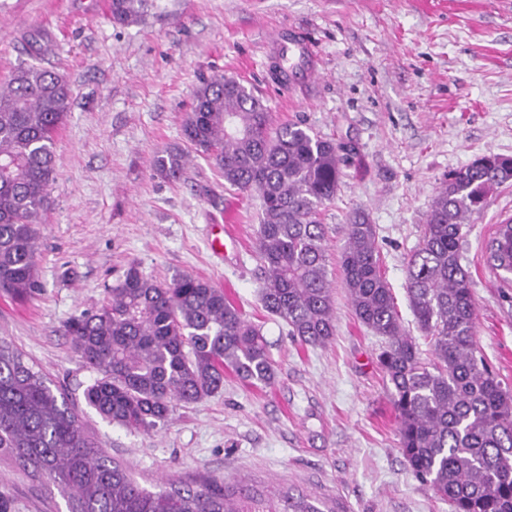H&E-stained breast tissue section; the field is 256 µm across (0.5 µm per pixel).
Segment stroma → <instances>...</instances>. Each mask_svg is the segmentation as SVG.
I'll use <instances>...</instances> for the list:
<instances>
[{
  "label": "stroma",
  "instance_id": "stroma-1",
  "mask_svg": "<svg viewBox=\"0 0 512 512\" xmlns=\"http://www.w3.org/2000/svg\"><path fill=\"white\" fill-rule=\"evenodd\" d=\"M107 4L0 0V81L31 63L27 38L38 32L50 45L42 66L65 73L73 91L40 226V289L24 301L0 296V338L68 395L84 429L146 488L216 478L303 492L336 512H453L399 450L383 340L356 319L338 257L365 212L402 325L430 358L405 292L407 264L449 176L484 155L512 156V0H147L127 26L112 24ZM288 29L316 45L318 73L294 65L283 85L268 42ZM210 74L240 79L277 122L302 121L343 148L336 196L322 210L336 307L325 346L294 341L261 304L257 194L226 187L200 156L176 182L151 166L182 145L194 90ZM509 216L512 183L471 216L462 248L477 349L512 383V300L484 255ZM222 223L235 240L221 252L211 241ZM133 264L160 281L184 272L223 288L261 325L275 383L225 375L219 393L176 405L151 431L101 419L84 399L95 373L64 326L106 303ZM0 498L10 512H67L56 487L4 456Z\"/></svg>",
  "mask_w": 512,
  "mask_h": 512
}]
</instances>
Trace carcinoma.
<instances>
[{"instance_id":"cac0c4a2","label":"carcinoma","mask_w":512,"mask_h":512,"mask_svg":"<svg viewBox=\"0 0 512 512\" xmlns=\"http://www.w3.org/2000/svg\"><path fill=\"white\" fill-rule=\"evenodd\" d=\"M146 0H110L112 22L144 13ZM72 88L66 76L34 64L0 86V292L23 300L38 288V224L55 180L54 137ZM183 138L240 192L261 202L255 248L260 299L302 345L336 334L321 213L336 195L340 146L299 122L273 124L263 97L233 77L200 81ZM190 154L157 153L153 169L183 177ZM512 181V157L489 155L458 170L435 196L419 247L407 265L406 294L433 359L422 361L404 329L380 269L376 226L361 212L347 225L339 265L357 320L385 339L379 364L397 412L402 455L415 478L454 512H512V386L476 348V307L461 244L471 215ZM487 262L512 284V222L497 225ZM112 298L65 325L97 373L84 391L103 419L148 431L177 403L218 393L230 372L269 386L277 368L261 327L224 289L187 273L158 281L129 266ZM0 453L67 494L68 512H336L288 489L211 479L152 491L84 432L68 397L23 354L0 339Z\"/></svg>"}]
</instances>
